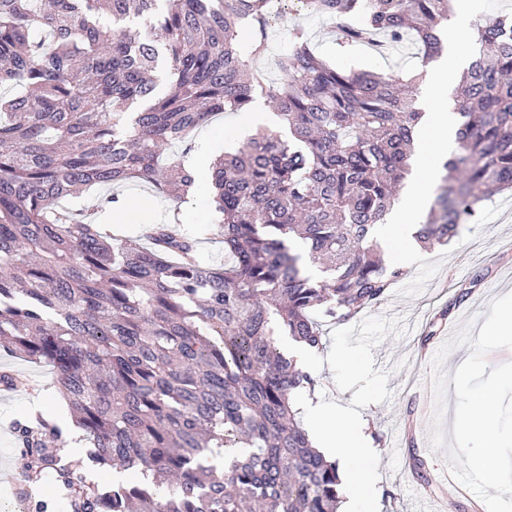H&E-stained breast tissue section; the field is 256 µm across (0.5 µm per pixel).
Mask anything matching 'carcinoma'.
Returning <instances> with one entry per match:
<instances>
[{
	"label": "carcinoma",
	"instance_id": "cac0c4a2",
	"mask_svg": "<svg viewBox=\"0 0 512 512\" xmlns=\"http://www.w3.org/2000/svg\"><path fill=\"white\" fill-rule=\"evenodd\" d=\"M452 0H301L342 47L413 33L443 51ZM274 0H0V350L44 361L93 451L39 417L16 425L23 482L68 512H337L343 480L294 404L317 380L275 337L322 347L318 318L348 323L404 276L376 227L409 173L421 112L399 76L333 67L293 25L280 82L259 60ZM458 89L457 147L416 238L448 244L479 203L512 189V23L477 24ZM168 91L154 74L160 50ZM286 135L263 133L212 166L215 234L202 263L179 221L150 246L60 207L130 179L183 198L193 132L256 95ZM181 158L163 162L174 145ZM322 277L302 271L303 256ZM224 453L221 469L205 464ZM152 486L105 489L86 463Z\"/></svg>",
	"mask_w": 512,
	"mask_h": 512
}]
</instances>
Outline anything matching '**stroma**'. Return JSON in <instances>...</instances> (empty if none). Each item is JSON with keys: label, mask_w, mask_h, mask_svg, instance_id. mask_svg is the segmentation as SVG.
I'll list each match as a JSON object with an SVG mask.
<instances>
[{"label": "stroma", "mask_w": 512, "mask_h": 512, "mask_svg": "<svg viewBox=\"0 0 512 512\" xmlns=\"http://www.w3.org/2000/svg\"><path fill=\"white\" fill-rule=\"evenodd\" d=\"M307 29L318 51L332 64L352 71H375L409 76L426 60L418 47L406 42L378 53L366 46L336 50V29L331 20L309 14L300 0H277L270 48L261 62L271 81H280L277 61L284 50L280 34L292 25ZM206 186L179 201L160 194L148 183L132 180L117 187L125 204L136 206L125 234L142 236L151 223L170 211H178L185 233L199 241L201 258L209 264L224 261V245L206 233L219 216L207 207ZM387 265L404 269L405 276L389 296L354 321L325 323L324 347L315 351L309 365L323 383L318 394L332 407L356 411L367 434L377 435L374 452L343 460L340 471L367 470L371 488L358 496L346 488L345 500L359 499L362 512H415L417 501L429 483L446 506L445 512H486L474 494L462 491L448 477L446 451H433L429 430L435 412L430 360L424 359L421 338L432 334L434 343L450 339L467 321L484 323L493 298L512 293V193L481 202L471 223L461 225L447 245L401 251L381 244ZM481 281H474L475 273ZM448 316L440 330L431 321L438 311ZM32 380L33 390L0 389V505L13 501L17 468L21 460L14 433L17 421L49 407L54 392L49 363L0 351V373ZM424 462L421 473L410 469L411 457Z\"/></svg>", "instance_id": "stroma-1"}]
</instances>
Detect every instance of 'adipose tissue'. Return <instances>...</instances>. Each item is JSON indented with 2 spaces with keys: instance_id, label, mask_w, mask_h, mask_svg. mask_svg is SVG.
Returning a JSON list of instances; mask_svg holds the SVG:
<instances>
[{
  "instance_id": "1",
  "label": "adipose tissue",
  "mask_w": 512,
  "mask_h": 512,
  "mask_svg": "<svg viewBox=\"0 0 512 512\" xmlns=\"http://www.w3.org/2000/svg\"><path fill=\"white\" fill-rule=\"evenodd\" d=\"M476 21L474 0H455L454 12L445 26L447 55L430 62L425 75L417 80V105L423 113L414 134L412 158L414 176L404 184L399 205L387 216L383 234L386 238L409 245L430 201L431 175L445 161L455 145L458 116L450 92L456 72L471 60L467 45ZM278 118L266 100L256 101L248 120L237 125L233 137L204 139L189 167L198 183L211 178L204 158L232 150L238 142L251 137L258 129H277ZM317 445L333 457L370 453V443L358 414L351 410H334L321 404L307 407Z\"/></svg>"
}]
</instances>
